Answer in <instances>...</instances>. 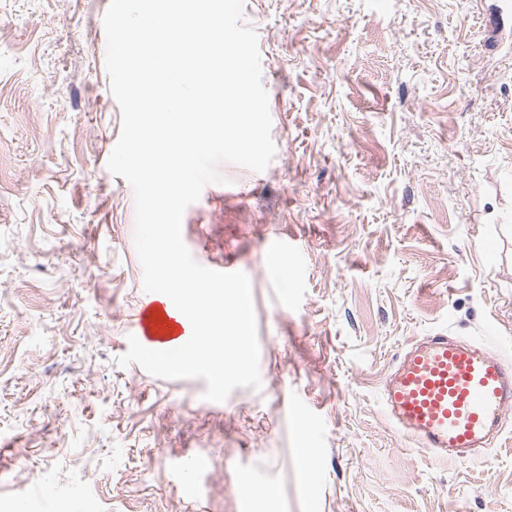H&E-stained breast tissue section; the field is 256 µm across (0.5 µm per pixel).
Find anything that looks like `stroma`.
Returning <instances> with one entry per match:
<instances>
[{
  "label": "stroma",
  "mask_w": 512,
  "mask_h": 512,
  "mask_svg": "<svg viewBox=\"0 0 512 512\" xmlns=\"http://www.w3.org/2000/svg\"><path fill=\"white\" fill-rule=\"evenodd\" d=\"M499 3L244 0L276 155L221 164L182 238L249 276L262 389L214 403L117 363L149 294L107 168L110 0H0V504L241 512L273 485L254 512H512V410L446 463L379 398L426 336L512 357V16L480 25Z\"/></svg>",
  "instance_id": "obj_1"
}]
</instances>
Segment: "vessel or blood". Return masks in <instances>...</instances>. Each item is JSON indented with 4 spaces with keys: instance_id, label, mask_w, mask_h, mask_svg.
Listing matches in <instances>:
<instances>
[{
    "instance_id": "vessel-or-blood-1",
    "label": "vessel or blood",
    "mask_w": 512,
    "mask_h": 512,
    "mask_svg": "<svg viewBox=\"0 0 512 512\" xmlns=\"http://www.w3.org/2000/svg\"><path fill=\"white\" fill-rule=\"evenodd\" d=\"M170 319L139 318L135 337L162 343ZM381 400L392 425L417 448L461 460L491 447L512 409V361L490 347L436 334L412 344L382 382Z\"/></svg>"
}]
</instances>
